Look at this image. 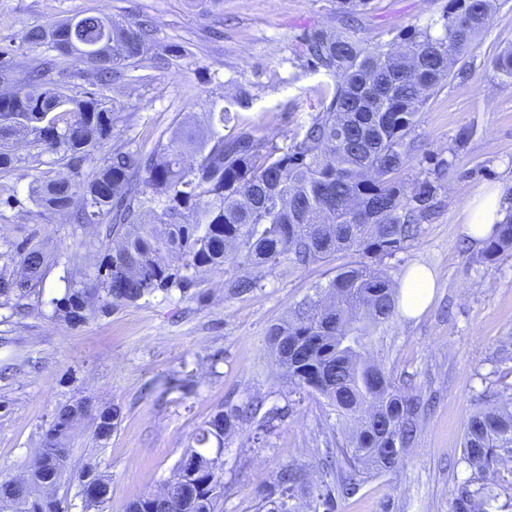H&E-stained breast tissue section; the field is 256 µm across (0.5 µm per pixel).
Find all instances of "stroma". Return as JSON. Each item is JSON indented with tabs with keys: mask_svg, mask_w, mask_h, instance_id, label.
<instances>
[{
	"mask_svg": "<svg viewBox=\"0 0 512 512\" xmlns=\"http://www.w3.org/2000/svg\"><path fill=\"white\" fill-rule=\"evenodd\" d=\"M447 7L448 0H373L372 11L359 17V35L386 44L428 24L437 36L433 21ZM87 12L151 20L149 59L104 87L83 60L58 58L25 39L30 29ZM343 22L336 0H0V65L21 81L43 69L46 81L68 95L94 94L105 109L121 113L111 140L90 149L83 167L89 175L113 145L150 150L186 120L208 130L210 111L242 89L251 97L242 120L257 137L284 145L334 87L332 76L299 56L300 40ZM506 48H512V0L473 43L470 75L448 82L419 115L420 148L400 182L408 189L425 176L428 151L453 166L435 214L385 265L397 280L412 266H426L436 290L417 318L397 313L373 352L398 382L416 386L434 405L403 465L342 499L341 512H452L453 490L468 475L459 462L464 422L479 396L512 383V359L502 355L512 345V254L478 262V248L462 232L464 208L480 189H499L512 205V84L493 66ZM13 153V167L0 171V272L15 271L9 254L29 238L46 252L51 269L42 293L0 307V480L24 474L56 409L87 397L97 406L121 407V422L102 445L92 438L90 420L78 423L70 458L111 474L105 512H125L129 502L162 486L193 433L226 400L257 399L287 406L288 416L263 441L255 439L254 419L226 440L224 512H259L263 490L288 464L307 470L294 493L295 512H313L318 460L336 419L321 400L292 392L279 377L266 333L326 283L328 265L266 264L257 270L260 288L231 298L224 283L240 274L242 263L233 254L223 271L203 274L187 292L158 291L71 326L50 300L63 294L66 277L95 283L104 256L99 230L28 202L34 180L66 174L59 154L25 142L15 143ZM169 379L178 380V389L164 391Z\"/></svg>",
	"mask_w": 512,
	"mask_h": 512,
	"instance_id": "1",
	"label": "stroma"
}]
</instances>
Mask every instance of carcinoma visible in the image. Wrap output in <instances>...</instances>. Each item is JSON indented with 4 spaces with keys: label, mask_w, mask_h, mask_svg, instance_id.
I'll use <instances>...</instances> for the list:
<instances>
[{
    "label": "carcinoma",
    "mask_w": 512,
    "mask_h": 512,
    "mask_svg": "<svg viewBox=\"0 0 512 512\" xmlns=\"http://www.w3.org/2000/svg\"><path fill=\"white\" fill-rule=\"evenodd\" d=\"M346 17L341 30H315L303 38L307 66L335 78L310 119L282 146L258 139L239 124L238 109L248 103L239 93L210 112L206 138L189 126L143 153L124 145L89 177L82 166L87 152L112 138L119 115L104 127L98 101L75 104L83 111L65 122L59 138L35 134L39 118L28 105L11 101L0 111V140L32 138L47 152H61L70 174L30 188L29 199L76 221L95 220L115 235L98 269L96 285L68 281L52 298L64 319L79 325L93 307L109 310L158 290L182 292L195 286L203 269H224L228 252H239L252 265L286 262L293 268L327 263L346 255L356 259L334 267L326 285H318L288 318L266 336L281 377L295 390L317 393L336 411L342 440L336 442L321 475L315 508L336 512L338 500L362 484L404 462L418 438V423L429 409L422 393L399 384L383 362L370 356L374 337L386 334L398 307L397 283L383 260L403 250L419 234V221L435 212L440 181L451 163L433 168L406 195L398 176L415 150L410 138L430 95L451 76L472 71V43L489 27L499 0H448V12L423 27L373 46L357 37L355 15L368 13L371 0H336ZM439 25L443 33L431 35ZM58 55L77 54L71 40L112 41V56L101 51L85 61L104 78L122 75L146 59L152 30L144 23L98 15L74 16L57 23ZM461 63L452 70L455 63ZM495 69L512 82V52L497 57ZM227 133L217 131V128ZM197 158L185 165L184 149ZM82 207L73 210L75 198ZM512 250V215L496 225L480 257L488 262ZM20 273L0 274V297L20 300L43 287L46 256L34 245L15 247ZM261 287L242 275L227 282V295ZM101 418L93 437L106 442L118 427L121 409L95 408L87 398L60 407L45 431L28 472L46 486L36 497L31 486L0 480V512H72L96 503L104 512L112 499V475L100 469L69 471L75 412ZM288 408L269 407L259 424L267 433ZM257 405L228 401L200 426L173 475L159 491L137 499L140 512H222L224 477L212 449L252 419ZM512 458V409L493 395L464 422L461 462L470 470L456 489L453 512H489L498 494L486 476L503 457ZM303 467L289 464L278 472L264 496L266 512H295L288 493L303 483ZM77 482L74 495L59 494L62 483Z\"/></svg>",
    "instance_id": "cac0c4a2"
}]
</instances>
